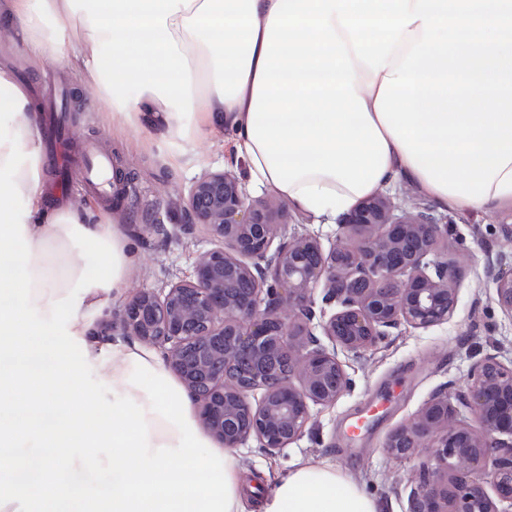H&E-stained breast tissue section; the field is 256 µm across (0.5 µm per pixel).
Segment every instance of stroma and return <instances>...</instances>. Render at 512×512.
<instances>
[{
	"mask_svg": "<svg viewBox=\"0 0 512 512\" xmlns=\"http://www.w3.org/2000/svg\"><path fill=\"white\" fill-rule=\"evenodd\" d=\"M0 65L9 66L23 84L32 108L47 117L57 89L74 93L68 115L71 163L66 171L64 200L46 198L47 208L81 210L99 198L81 179L80 154L89 144L112 153L118 168L133 172L139 207L159 210L170 237L153 233L132 235L138 261L128 276L129 289L161 288L192 275L199 253L212 242L202 230L177 231L184 217L177 204L178 190L207 170L231 171L247 182L245 163L224 160L222 141L199 137L167 140L158 131L130 128L114 134L104 120L95 89L82 85L62 62H32L16 45L12 29L0 24ZM448 230L449 258L459 259L463 270L458 302L448 322L426 329L401 325L363 355L340 353L351 380L350 388L330 406L311 408L313 429L280 454L270 455L249 441L240 453L248 470L285 472L298 458L324 460L363 482L366 491L385 512H409L410 478L431 451L398 460L384 443L397 426L411 420L430 395L448 383L463 384L471 365L486 354L512 362V314L497 301L496 289L486 273L489 261L512 259V207L482 213L456 212ZM358 416L370 421L368 430L344 441V424Z\"/></svg>",
	"mask_w": 512,
	"mask_h": 512,
	"instance_id": "35a3bbf8",
	"label": "stroma"
}]
</instances>
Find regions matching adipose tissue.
I'll use <instances>...</instances> for the list:
<instances>
[{
    "mask_svg": "<svg viewBox=\"0 0 512 512\" xmlns=\"http://www.w3.org/2000/svg\"><path fill=\"white\" fill-rule=\"evenodd\" d=\"M276 2L0 0V22L32 58L61 60L94 88L113 127L226 135L229 162L245 161L251 184L334 224L357 195L327 174L277 190L249 136ZM43 176L28 93L0 66V512H381L357 478L323 460L296 462L267 492L249 483L158 351L92 334L87 315L123 296L136 250L94 209L47 208ZM399 181L443 211L512 205V164L473 202L434 188L392 139L373 190ZM49 326L56 339L41 344Z\"/></svg>",
    "mask_w": 512,
    "mask_h": 512,
    "instance_id": "ef3b65f1",
    "label": "adipose tissue"
}]
</instances>
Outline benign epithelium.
<instances>
[{
  "label": "benign epithelium",
  "mask_w": 512,
  "mask_h": 512,
  "mask_svg": "<svg viewBox=\"0 0 512 512\" xmlns=\"http://www.w3.org/2000/svg\"><path fill=\"white\" fill-rule=\"evenodd\" d=\"M179 206L180 230L202 227L213 247L192 277L138 289L94 330L159 350L203 430L227 449L253 439L270 454L283 450L303 436L310 405H332L349 386L338 351L361 353L403 323L438 325L457 304L459 270L439 256L450 219L427 203L408 211L384 192L367 197L339 218L327 250L291 226L288 206L251 199L229 172L201 174ZM130 211L133 232L166 234L156 214ZM487 272L512 312V261ZM238 280L250 284L244 297L234 295ZM235 354L253 360L251 381L234 376ZM279 354L295 362L286 374L266 366ZM427 445L434 468L411 477L410 512H512V365L485 355L466 384L434 392L384 448L402 458Z\"/></svg>",
  "instance_id": "benign-epithelium-1"
}]
</instances>
